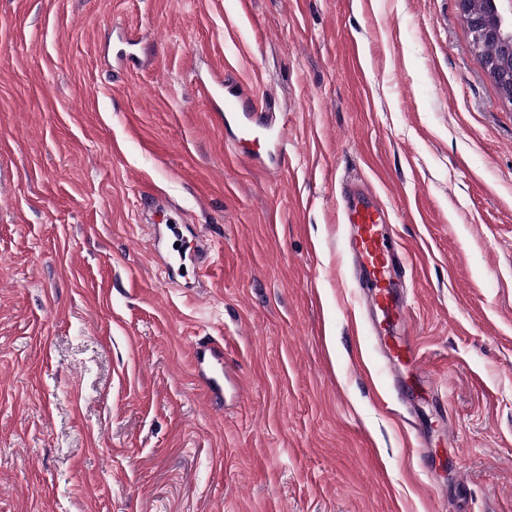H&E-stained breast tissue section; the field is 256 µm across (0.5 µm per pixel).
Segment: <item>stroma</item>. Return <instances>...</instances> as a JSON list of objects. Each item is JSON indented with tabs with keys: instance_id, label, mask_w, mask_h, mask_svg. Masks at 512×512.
Segmentation results:
<instances>
[{
	"instance_id": "obj_1",
	"label": "stroma",
	"mask_w": 512,
	"mask_h": 512,
	"mask_svg": "<svg viewBox=\"0 0 512 512\" xmlns=\"http://www.w3.org/2000/svg\"><path fill=\"white\" fill-rule=\"evenodd\" d=\"M218 75L272 155L235 153ZM347 180L416 259L422 376L366 331ZM162 218L207 248L198 287ZM216 341L219 400L191 364ZM439 498L512 512V103L456 0H0V512Z\"/></svg>"
}]
</instances>
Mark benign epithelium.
I'll use <instances>...</instances> for the list:
<instances>
[{
  "instance_id": "obj_1",
  "label": "benign epithelium",
  "mask_w": 512,
  "mask_h": 512,
  "mask_svg": "<svg viewBox=\"0 0 512 512\" xmlns=\"http://www.w3.org/2000/svg\"><path fill=\"white\" fill-rule=\"evenodd\" d=\"M508 3L509 9L503 8ZM476 52L486 43H496L502 55L482 58L485 73L494 80L503 100L512 102V0H488L483 9L476 0H457Z\"/></svg>"
}]
</instances>
